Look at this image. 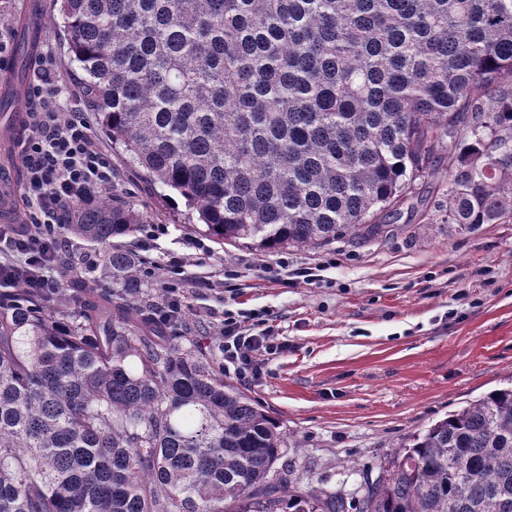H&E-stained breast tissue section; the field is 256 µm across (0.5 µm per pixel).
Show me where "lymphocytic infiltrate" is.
<instances>
[{
    "label": "lymphocytic infiltrate",
    "instance_id": "obj_1",
    "mask_svg": "<svg viewBox=\"0 0 512 512\" xmlns=\"http://www.w3.org/2000/svg\"><path fill=\"white\" fill-rule=\"evenodd\" d=\"M59 89L53 64H43L27 91L29 109L16 144L28 222L0 225V289L20 284L44 297L60 289L51 270L68 246L63 220L77 204L111 193L114 182L112 158L96 144L91 116L62 108ZM219 334L228 375H258L260 357L284 348L259 312L225 311Z\"/></svg>",
    "mask_w": 512,
    "mask_h": 512
}]
</instances>
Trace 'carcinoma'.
Returning <instances> with one entry per match:
<instances>
[{"label":"carcinoma","instance_id":"1","mask_svg":"<svg viewBox=\"0 0 512 512\" xmlns=\"http://www.w3.org/2000/svg\"><path fill=\"white\" fill-rule=\"evenodd\" d=\"M69 60L129 165L219 240L319 248L453 160L448 223L512 219V0H58ZM147 216L112 197L66 233ZM112 299L0 290V512H512V385L412 436L359 496L306 482L270 415L158 326L135 259Z\"/></svg>","mask_w":512,"mask_h":512}]
</instances>
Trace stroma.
I'll list each match as a JSON object with an SVG mask.
<instances>
[{"mask_svg":"<svg viewBox=\"0 0 512 512\" xmlns=\"http://www.w3.org/2000/svg\"><path fill=\"white\" fill-rule=\"evenodd\" d=\"M46 33L38 47L61 73L59 103L92 111L84 72L69 64L57 37L63 19L39 0ZM93 135L111 155L115 181L151 222L169 227L153 250L142 234L116 246L145 259L144 282L159 291L169 261L186 258L189 308L179 334L218 351L224 310L265 312L285 350L262 357L258 376H226L278 424L289 462L303 479L353 490L375 478L386 458L432 420L446 416L512 378V221L474 231L449 223L448 158L391 219L388 233L351 235L321 248L261 251L222 243L183 199L146 182L126 161L102 122ZM203 240L207 254L193 242ZM319 267L315 282L284 285L270 274ZM239 289L212 287L224 267Z\"/></svg>","mask_w":512,"mask_h":512,"instance_id":"obj_1","label":"stroma"}]
</instances>
